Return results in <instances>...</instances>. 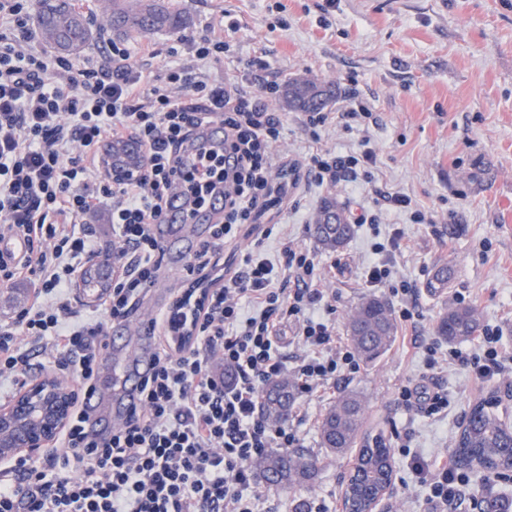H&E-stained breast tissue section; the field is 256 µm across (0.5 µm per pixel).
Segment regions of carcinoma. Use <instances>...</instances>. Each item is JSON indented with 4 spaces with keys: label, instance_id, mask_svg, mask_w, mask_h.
Masks as SVG:
<instances>
[{
    "label": "carcinoma",
    "instance_id": "carcinoma-1",
    "mask_svg": "<svg viewBox=\"0 0 512 512\" xmlns=\"http://www.w3.org/2000/svg\"><path fill=\"white\" fill-rule=\"evenodd\" d=\"M33 22L40 39L60 55L83 52L100 35L93 21L74 6L73 0H36ZM188 23L185 12L169 6L167 0H131L127 6L112 9L110 30L121 38L133 33H179ZM336 95V89L312 79L291 78L283 87V99L289 109L312 112L323 109ZM345 212L342 203L328 196L319 206L313 235L322 248L340 251L354 234L352 224H325L324 217ZM453 280L448 265L433 268L422 285L426 293L439 297L447 293ZM111 279L91 264L83 273V286L102 294ZM481 317L473 306L456 305L444 310L434 327L436 335L449 342L472 339L481 329ZM347 336L365 364H372L389 349L397 334V325L389 301L370 295L353 310L347 323ZM296 387L286 378L271 382L265 389L261 410L271 421L288 419L295 400ZM494 394L477 400L466 415L453 448V462L462 468L493 473L512 470V428L496 413ZM365 408L359 395L342 393L323 413L318 426L320 447L344 454L356 448L353 456L354 480L345 487L343 499L358 512H365L387 485L392 448L383 436L365 435ZM257 477L284 489H296L313 482L318 461L304 448L273 450L256 463Z\"/></svg>",
    "mask_w": 512,
    "mask_h": 512
}]
</instances>
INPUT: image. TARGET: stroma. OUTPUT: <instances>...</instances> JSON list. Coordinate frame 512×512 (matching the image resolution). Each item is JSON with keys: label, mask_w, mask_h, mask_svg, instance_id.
Returning a JSON list of instances; mask_svg holds the SVG:
<instances>
[{"label": "stroma", "mask_w": 512, "mask_h": 512, "mask_svg": "<svg viewBox=\"0 0 512 512\" xmlns=\"http://www.w3.org/2000/svg\"><path fill=\"white\" fill-rule=\"evenodd\" d=\"M189 18L179 35L152 33L125 37L128 47L149 42L155 50L147 64L164 77L170 48L184 63L193 64L192 41L223 36L231 45L223 60L207 67L212 78L234 83L246 74L250 60L266 56L264 81L285 83L309 76L335 85L336 97L327 110L350 107L352 94L367 102L374 122L347 131L332 124L311 140L301 113L288 110L282 98L270 106L286 122L281 155L295 157L309 149L344 153L370 137L378 153L372 183L319 186L301 176L300 186L281 213H268L260 227H272L263 243L268 259L278 261L284 241L317 250L323 266H335L328 289L336 296V330L345 336L351 310L368 294L389 296L392 309L402 300L387 285L369 287L366 269L377 262L372 245L400 229L405 249L394 258L393 278L411 283L418 316L411 331L418 347L403 352L392 344L371 365H359L348 377L330 384L323 397L296 399L307 410L298 426L301 447L318 458L312 485L289 495L273 485L255 482L261 501L276 512H289L291 498L324 512H341L343 481L351 455L326 452L319 445L318 425L325 409L343 392H358L367 423L392 448L395 478L379 506L380 512H439L430 499L429 480L440 456L451 453L454 438L473 400L491 388L500 391L497 413L512 424V364L479 380L458 362L430 370L427 344L439 358L448 354L447 341L436 338L434 326L444 308L464 303L477 307L484 326L498 329L502 344L512 351V0H171ZM235 29L224 30L223 21ZM483 160L486 176L469 183L474 160ZM400 193L414 208L434 211L437 224L411 223L407 213L381 206L379 222L357 226L340 252L318 251L312 234L314 217L324 197L333 196L356 215L375 192ZM455 273L448 293L431 297L422 288L434 266ZM414 385L438 389L448 408L424 417L400 406L398 388Z\"/></svg>", "instance_id": "1"}]
</instances>
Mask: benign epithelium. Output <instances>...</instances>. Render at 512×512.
<instances>
[{"mask_svg":"<svg viewBox=\"0 0 512 512\" xmlns=\"http://www.w3.org/2000/svg\"><path fill=\"white\" fill-rule=\"evenodd\" d=\"M106 154L107 172L121 181L143 164V155L133 148L120 150L121 161ZM76 400V390L65 379L45 374L30 379L5 405L0 406V461L34 459L67 429Z\"/></svg>","mask_w":512,"mask_h":512,"instance_id":"1","label":"benign epithelium"}]
</instances>
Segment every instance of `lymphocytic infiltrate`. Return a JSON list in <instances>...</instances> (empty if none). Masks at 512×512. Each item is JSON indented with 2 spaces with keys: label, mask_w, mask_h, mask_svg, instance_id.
Here are the masks:
<instances>
[{
  "label": "lymphocytic infiltrate",
  "mask_w": 512,
  "mask_h": 512,
  "mask_svg": "<svg viewBox=\"0 0 512 512\" xmlns=\"http://www.w3.org/2000/svg\"><path fill=\"white\" fill-rule=\"evenodd\" d=\"M30 14V0H0V237L29 243L23 261L0 259V285L33 289L0 325V386L25 382L35 350L42 369L92 386L110 325L133 317L162 270L151 226L176 179L198 203L222 182L224 218L188 262L186 288L158 316L165 334L142 381L140 412L101 443L74 412L55 453L0 469V512H255V463L267 449L300 442L294 426L261 413L264 386L289 375L308 398L358 363L336 333L315 253L286 242L277 266L256 245L231 268L224 248L258 216L287 206L299 187L288 172L320 185L367 182L377 154L364 142L346 154L278 159L285 123L268 101L280 87L253 80L267 60L252 59V77L234 87L202 71L229 51L224 40L192 42L193 67L171 50L157 80L113 42L83 59L34 50ZM213 116L224 120L223 153L209 154L202 171L181 173L183 144ZM124 136L138 140L145 164L115 182L102 155ZM107 199L122 271L106 296L84 307L75 296L79 266L95 247L85 218ZM290 320L299 324L292 357L278 343ZM449 356L479 379L512 358L494 329L484 330L474 354Z\"/></svg>",
  "instance_id": "f902f5d3"
}]
</instances>
